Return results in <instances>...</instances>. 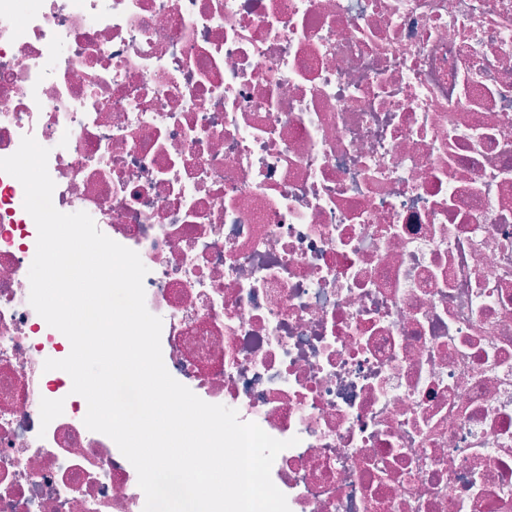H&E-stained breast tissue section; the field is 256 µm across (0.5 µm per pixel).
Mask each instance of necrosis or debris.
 Returning <instances> with one entry per match:
<instances>
[{
  "label": "necrosis or debris",
  "instance_id": "1",
  "mask_svg": "<svg viewBox=\"0 0 512 512\" xmlns=\"http://www.w3.org/2000/svg\"><path fill=\"white\" fill-rule=\"evenodd\" d=\"M148 273L164 364L298 437L290 512H512V0H0V157ZM0 173V512H143Z\"/></svg>",
  "mask_w": 512,
  "mask_h": 512
}]
</instances>
